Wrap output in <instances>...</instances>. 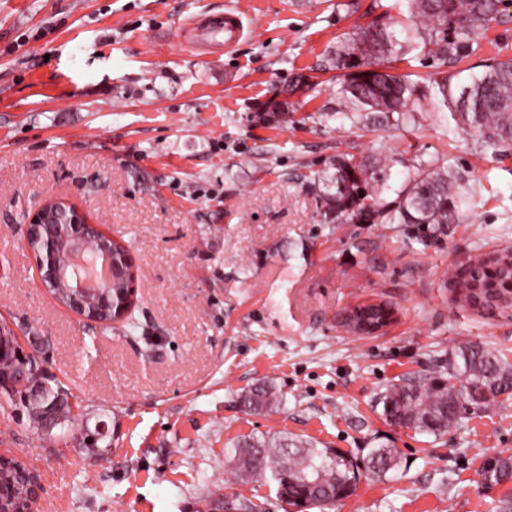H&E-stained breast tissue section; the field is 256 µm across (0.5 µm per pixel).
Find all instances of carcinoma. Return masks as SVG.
Listing matches in <instances>:
<instances>
[{
  "label": "carcinoma",
  "mask_w": 512,
  "mask_h": 512,
  "mask_svg": "<svg viewBox=\"0 0 512 512\" xmlns=\"http://www.w3.org/2000/svg\"><path fill=\"white\" fill-rule=\"evenodd\" d=\"M414 22H399L400 30L365 28L341 42L330 57L329 67L344 71L337 91V112L347 119L399 127L416 122L421 112L447 111L477 140L488 146L512 144V58L497 57L464 69L453 82L431 76L412 80L385 68H373L369 57L386 64L415 50L444 65L455 66L477 54V34L502 22L501 0H406ZM385 165L378 158L356 162L338 157L329 168L315 173L311 184L322 190L324 218H344L363 224H413L428 233L443 224L459 221L462 196L454 176L419 162L402 184L394 201L385 203ZM460 298L470 299L472 282L479 280L504 293L512 289V267L494 265L484 256L469 258L452 273ZM36 358L13 354L7 346L0 354V380L15 387L0 396L18 420L50 434H65L75 420L71 393L48 373L41 379L35 401L25 399V384L34 377ZM512 399V363L475 343L458 347L448 374L437 381L407 382L383 397V409L394 425L412 427L435 436L448 433L468 406ZM252 411L272 410L280 404L277 392L261 383L242 397ZM241 479L271 475L277 498L287 506L330 505L351 494L358 471L341 453L330 448L282 436L260 440L244 437L224 450ZM397 466L393 448H374L367 468L385 474ZM497 484L512 481V456L497 457L486 470ZM31 471L19 459L0 460V512H24L28 508L26 484Z\"/></svg>",
  "instance_id": "obj_1"
}]
</instances>
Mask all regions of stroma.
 I'll use <instances>...</instances> for the list:
<instances>
[{
  "mask_svg": "<svg viewBox=\"0 0 512 512\" xmlns=\"http://www.w3.org/2000/svg\"><path fill=\"white\" fill-rule=\"evenodd\" d=\"M395 0H0V326L84 407L75 434L46 437L0 402V454L40 477L37 512H204L225 496L285 512L270 477L240 481L224 454L242 437L287 435L359 464L354 492L310 512H496L484 479L512 456V400L472 408L443 437L391 426L381 395L446 373L459 345L512 360V309L460 302L459 261L512 247V148L489 147L433 112L387 128L337 116L340 40L395 28ZM244 11L230 51L186 30L200 12ZM512 58V0L479 37ZM315 89L290 92L297 76ZM278 99L285 125L253 116ZM385 159L384 201L426 162L459 180L460 221L328 222L307 181L336 157ZM47 196L80 206L131 253L133 326L82 321L39 285L20 225ZM383 302L374 336L345 308ZM268 382L282 402L249 412ZM102 433L90 458L81 433ZM397 449L384 475L371 449Z\"/></svg>",
  "mask_w": 512,
  "mask_h": 512,
  "instance_id": "1",
  "label": "stroma"
}]
</instances>
